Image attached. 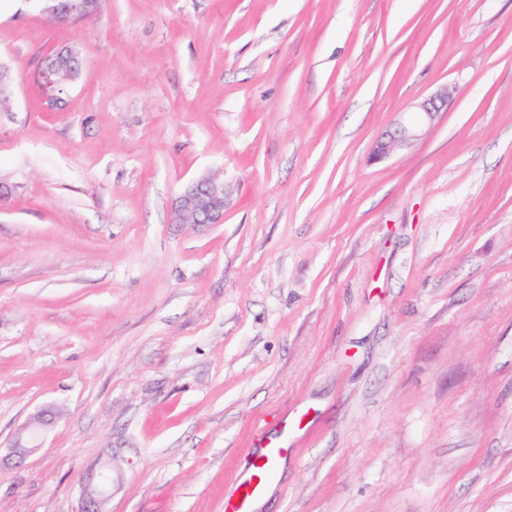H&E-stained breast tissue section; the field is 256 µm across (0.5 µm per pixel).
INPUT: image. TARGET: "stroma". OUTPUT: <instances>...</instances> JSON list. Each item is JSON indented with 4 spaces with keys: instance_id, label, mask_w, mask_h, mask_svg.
<instances>
[{
    "instance_id": "obj_1",
    "label": "stroma",
    "mask_w": 512,
    "mask_h": 512,
    "mask_svg": "<svg viewBox=\"0 0 512 512\" xmlns=\"http://www.w3.org/2000/svg\"><path fill=\"white\" fill-rule=\"evenodd\" d=\"M1 68L0 453L59 415L0 512L107 461L109 512H224L283 435L256 512H512V0H0ZM73 8L62 10L56 4L50 7V16L57 23H75L96 10L98 0H77ZM70 56V57H78L81 55L80 51L76 50H67L66 52H61L58 56ZM56 57V58H57ZM55 58V59H56ZM48 62L45 68L41 72V78L43 81V85L46 89V101L49 106L57 107L62 101V98L59 96V92H55V86L58 82V79H64L66 76L62 72V67L54 65V60ZM48 88H51V91H48ZM448 110V88L429 95L412 106L410 118L398 120L375 143L373 156L382 159L396 149L410 144L421 136L424 126L430 125ZM230 201V193L215 178L202 177L190 183L177 198L172 210L174 224H220Z\"/></svg>"
}]
</instances>
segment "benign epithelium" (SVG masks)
<instances>
[{
	"label": "benign epithelium",
	"mask_w": 512,
	"mask_h": 512,
	"mask_svg": "<svg viewBox=\"0 0 512 512\" xmlns=\"http://www.w3.org/2000/svg\"><path fill=\"white\" fill-rule=\"evenodd\" d=\"M98 0H77V4L65 10L57 5L50 7V16L57 23H75L96 10ZM43 85L48 89L46 101L56 107L61 103L59 93L53 91L58 80L65 78L62 67L48 62L41 72ZM448 110V90L429 95L412 106L409 119L393 124L375 143L373 156L382 159L396 149L410 144L421 136L424 126L431 124ZM230 201V193L224 183L211 177H202L190 183L177 198L172 210L175 224H219ZM51 423L47 411L34 414L17 433L12 444V456L18 460L39 447V439ZM112 487V466L92 469L84 480L78 512H106L108 492Z\"/></svg>",
	"instance_id": "1"
}]
</instances>
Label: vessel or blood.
Segmentation results:
<instances>
[{"mask_svg": "<svg viewBox=\"0 0 512 512\" xmlns=\"http://www.w3.org/2000/svg\"><path fill=\"white\" fill-rule=\"evenodd\" d=\"M289 453L287 437L269 441L260 457L239 478L232 494L225 497L224 512H252L253 503L264 494L280 461Z\"/></svg>", "mask_w": 512, "mask_h": 512, "instance_id": "1", "label": "vessel or blood"}]
</instances>
